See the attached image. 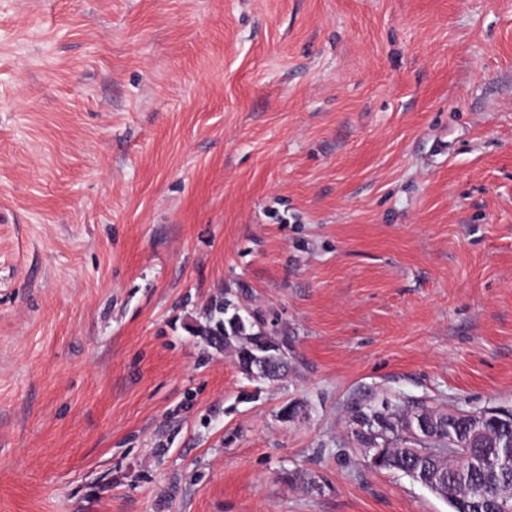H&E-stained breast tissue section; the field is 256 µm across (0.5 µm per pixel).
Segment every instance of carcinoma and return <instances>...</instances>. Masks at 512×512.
I'll return each mask as SVG.
<instances>
[{
    "mask_svg": "<svg viewBox=\"0 0 512 512\" xmlns=\"http://www.w3.org/2000/svg\"><path fill=\"white\" fill-rule=\"evenodd\" d=\"M192 333L216 350L231 349L245 374H250L247 357L261 342L288 356V342L274 336L261 313L242 312L238 302L223 295L207 306L203 321ZM425 428L417 442L405 438L406 425ZM350 434L361 451L379 455L380 469L396 470L421 483L448 502L451 512H504L510 500H495L500 484L512 482V467L490 472L487 463L496 457L495 448H477L469 440L465 420L422 404L404 409L387 399L354 401L348 409ZM462 457L481 462L463 477H456Z\"/></svg>",
    "mask_w": 512,
    "mask_h": 512,
    "instance_id": "cac0c4a2",
    "label": "carcinoma"
}]
</instances>
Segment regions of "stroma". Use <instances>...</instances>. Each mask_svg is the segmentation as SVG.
<instances>
[{"label":"stroma","instance_id":"35a3bbf8","mask_svg":"<svg viewBox=\"0 0 512 512\" xmlns=\"http://www.w3.org/2000/svg\"><path fill=\"white\" fill-rule=\"evenodd\" d=\"M382 398L512 409V0H0V512H448ZM192 333L199 336L207 346L216 350L232 349L238 365L249 377L250 368L246 365V359L261 341L276 347L284 356V364L276 380H279L288 369V342L285 339H279L269 331L261 313L258 311L243 313L238 302L227 295L210 302L204 312L203 322L192 326ZM224 336H228L226 340ZM215 338H218L219 344L213 346ZM250 358L256 365V372H252L254 377L275 376L273 353L268 347L261 348Z\"/></svg>","mask_w":512,"mask_h":512}]
</instances>
